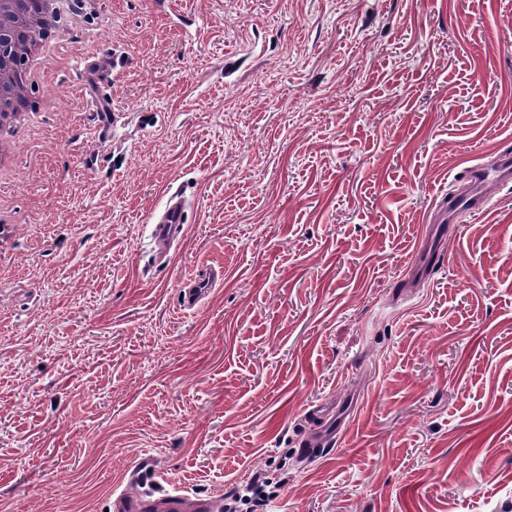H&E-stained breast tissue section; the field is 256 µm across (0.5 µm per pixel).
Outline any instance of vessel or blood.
<instances>
[{
  "label": "vessel or blood",
  "instance_id": "obj_1",
  "mask_svg": "<svg viewBox=\"0 0 512 512\" xmlns=\"http://www.w3.org/2000/svg\"><path fill=\"white\" fill-rule=\"evenodd\" d=\"M463 180L469 181V191L459 194H449L441 201L440 217L432 228L433 241H441L448 231V226L455 217L463 212L482 210L487 200L481 192L482 185L490 180L500 183L512 181V151L503 150L494 167L488 168L474 164L465 169ZM186 204L179 193H172L163 210L155 217L153 233L162 238H177L181 234L184 223ZM220 274L207 270L187 280L180 291V306L189 310L195 307L213 288ZM344 432L343 422L329 420L316 442L307 444L302 454L312 459L324 450L336 447ZM214 498L205 495L188 496L178 489L165 488L160 482H152L138 499L131 500L125 495H117L111 502V512H214Z\"/></svg>",
  "mask_w": 512,
  "mask_h": 512
}]
</instances>
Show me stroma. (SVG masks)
<instances>
[{
	"label": "stroma",
	"mask_w": 512,
	"mask_h": 512,
	"mask_svg": "<svg viewBox=\"0 0 512 512\" xmlns=\"http://www.w3.org/2000/svg\"><path fill=\"white\" fill-rule=\"evenodd\" d=\"M74 33L0 177V505L104 512L146 462L203 494L275 471L265 512H512V184L411 267L512 147V0H89ZM495 180L500 183H508L512 180V152L509 149L500 152V158L497 164L488 168L481 164H474L465 169L459 181H469L471 189L464 193H450L441 201L440 218L436 221L437 225L432 226V237L430 240V249H434L429 260L433 257L436 262L445 261L444 255L439 252L438 245L447 233L446 224H452L455 217L463 212H477L487 205V200L481 192L482 185L489 181ZM435 241L437 245L435 246ZM185 209L182 195L178 192L170 194L163 210L153 218V234L162 238H178L185 224ZM220 273L210 269L189 278L180 290L181 308L190 310L195 307L222 277ZM344 421L345 418H343V413L336 417L332 416L331 419L326 423L325 429L317 441L304 445L306 448H302L303 456L306 459H312L326 449L335 448L346 429L343 428Z\"/></svg>",
	"instance_id": "1"
}]
</instances>
